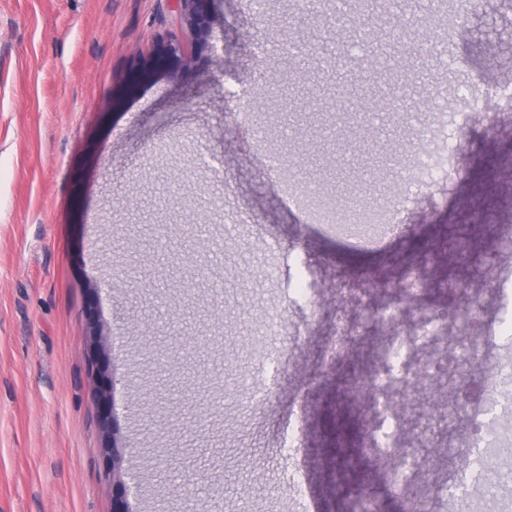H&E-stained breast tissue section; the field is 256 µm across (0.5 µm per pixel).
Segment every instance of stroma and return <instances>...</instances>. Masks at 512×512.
<instances>
[{"instance_id": "stroma-1", "label": "stroma", "mask_w": 512, "mask_h": 512, "mask_svg": "<svg viewBox=\"0 0 512 512\" xmlns=\"http://www.w3.org/2000/svg\"><path fill=\"white\" fill-rule=\"evenodd\" d=\"M169 38L185 66L141 75ZM210 42L191 44L170 0H0V512H112L101 386L131 512H330L351 488L317 458L340 426L337 381L375 379L348 373L361 338L388 336L372 313L389 305L415 337L440 301L428 287L403 303L407 256L438 264L413 233L464 224L490 162L512 179L492 130L512 124V0H217ZM387 53L418 78L368 75ZM376 83L402 112L336 116L337 91L368 100ZM396 180L402 195H383ZM318 193L338 215L374 199L394 220L356 247L306 218L297 200ZM494 199L454 278L501 352L483 270L512 274L497 249L512 193ZM98 324L111 337L95 357Z\"/></svg>"}]
</instances>
